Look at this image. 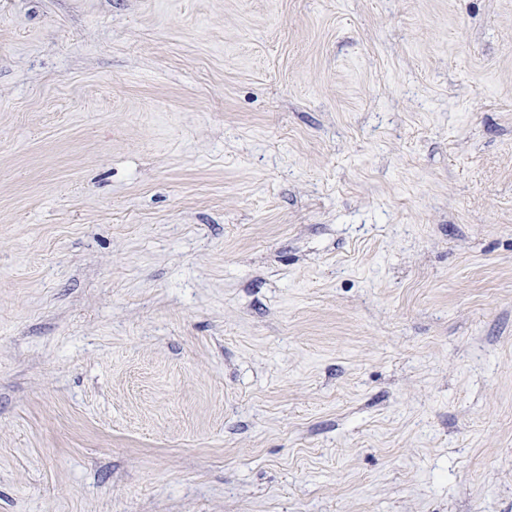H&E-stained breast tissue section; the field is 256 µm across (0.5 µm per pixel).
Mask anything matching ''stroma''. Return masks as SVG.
I'll return each mask as SVG.
<instances>
[{
	"label": "stroma",
	"mask_w": 512,
	"mask_h": 512,
	"mask_svg": "<svg viewBox=\"0 0 512 512\" xmlns=\"http://www.w3.org/2000/svg\"><path fill=\"white\" fill-rule=\"evenodd\" d=\"M0 512H512V0H0Z\"/></svg>",
	"instance_id": "stroma-1"
}]
</instances>
